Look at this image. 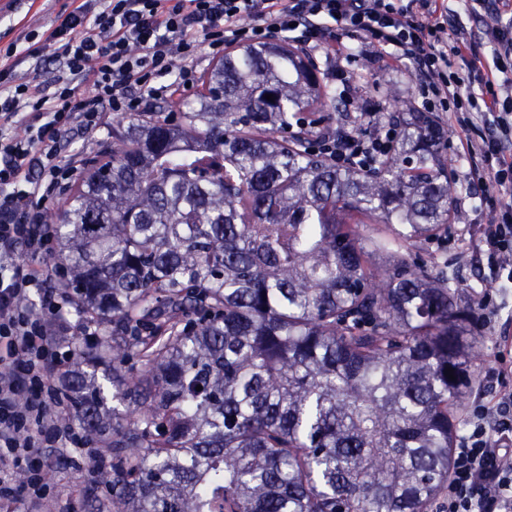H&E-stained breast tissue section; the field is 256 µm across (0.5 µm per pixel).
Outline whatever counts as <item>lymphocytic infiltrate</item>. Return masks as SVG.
Returning <instances> with one entry per match:
<instances>
[{"label": "lymphocytic infiltrate", "mask_w": 512, "mask_h": 512, "mask_svg": "<svg viewBox=\"0 0 512 512\" xmlns=\"http://www.w3.org/2000/svg\"><path fill=\"white\" fill-rule=\"evenodd\" d=\"M490 16L466 30L446 0H79L30 51L26 70L0 67V472H24L0 498L46 496L44 451L86 440L58 395L71 302L42 264L54 238L47 201L72 170L62 163L108 112L164 99L189 83L203 55L285 37L305 55L372 41L417 80L421 107L444 112L480 186L489 291L512 281V0H467ZM492 54H485V46ZM368 132H316L314 152L364 170L393 150L396 124L372 116ZM452 455L439 512H512V338L499 341Z\"/></svg>", "instance_id": "obj_1"}]
</instances>
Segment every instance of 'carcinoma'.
<instances>
[{
    "label": "carcinoma",
    "instance_id": "carcinoma-1",
    "mask_svg": "<svg viewBox=\"0 0 512 512\" xmlns=\"http://www.w3.org/2000/svg\"><path fill=\"white\" fill-rule=\"evenodd\" d=\"M339 106L291 45H244L178 120L112 125L47 211L62 287L112 331L78 354L136 413L110 421L92 372L60 379L111 444L97 512H425L448 481L480 339L453 270L410 254L448 233L446 131L402 101L394 150L340 168L289 133Z\"/></svg>",
    "mask_w": 512,
    "mask_h": 512
}]
</instances>
